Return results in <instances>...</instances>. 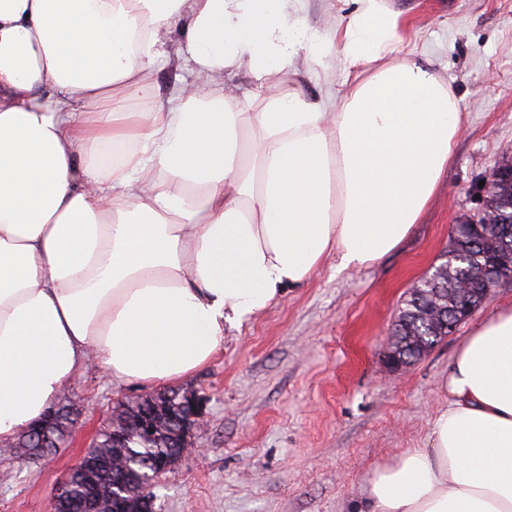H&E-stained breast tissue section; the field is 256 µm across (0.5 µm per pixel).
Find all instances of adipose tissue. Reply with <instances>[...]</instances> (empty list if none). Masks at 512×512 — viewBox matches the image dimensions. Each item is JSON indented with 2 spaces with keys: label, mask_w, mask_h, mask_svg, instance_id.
Instances as JSON below:
<instances>
[{
  "label": "adipose tissue",
  "mask_w": 512,
  "mask_h": 512,
  "mask_svg": "<svg viewBox=\"0 0 512 512\" xmlns=\"http://www.w3.org/2000/svg\"><path fill=\"white\" fill-rule=\"evenodd\" d=\"M357 2L341 50L369 74L338 98L265 81L312 38L305 0H0V443L89 364L182 381L327 256L359 269L406 238L463 120L402 58L399 13ZM175 30L194 82L127 111ZM241 68L259 112L204 92ZM443 387L429 447L375 468L364 512H512V305L474 326Z\"/></svg>",
  "instance_id": "adipose-tissue-1"
}]
</instances>
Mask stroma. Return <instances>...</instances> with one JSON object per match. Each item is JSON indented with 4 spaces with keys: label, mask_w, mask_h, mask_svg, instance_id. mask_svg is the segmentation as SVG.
Instances as JSON below:
<instances>
[{
    "label": "stroma",
    "mask_w": 512,
    "mask_h": 512,
    "mask_svg": "<svg viewBox=\"0 0 512 512\" xmlns=\"http://www.w3.org/2000/svg\"><path fill=\"white\" fill-rule=\"evenodd\" d=\"M410 27L402 56L449 83L464 130L417 224L393 251L354 271L327 261L311 281L240 327L188 380L205 402L197 453L157 479L154 512H360L378 463L426 447L446 400L441 382L473 329L467 320L406 371L386 376L398 309L447 251L453 227L481 207L480 183L512 161V0H386ZM354 0H307L304 23L333 47L329 73L297 57L288 90L317 96L354 70L335 47ZM178 61L155 71L157 93L127 92L143 112L188 81ZM86 368L60 395L80 435L102 428L114 406L153 393ZM87 447L74 443L37 462L0 455V512H50L66 473Z\"/></svg>",
    "instance_id": "stroma-1"
}]
</instances>
